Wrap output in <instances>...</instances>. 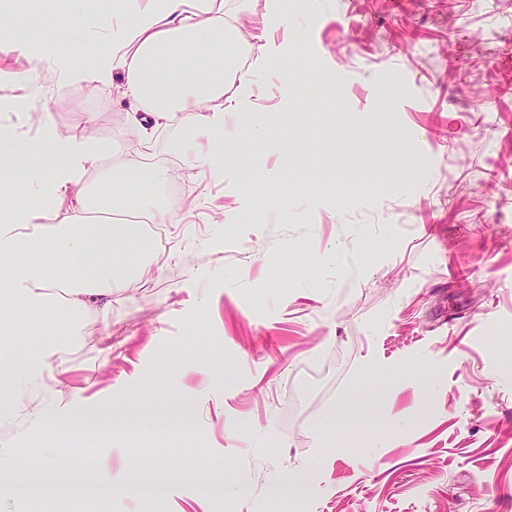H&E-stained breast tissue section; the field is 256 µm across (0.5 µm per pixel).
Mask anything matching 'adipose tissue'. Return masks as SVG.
<instances>
[{"label": "adipose tissue", "mask_w": 512, "mask_h": 512, "mask_svg": "<svg viewBox=\"0 0 512 512\" xmlns=\"http://www.w3.org/2000/svg\"><path fill=\"white\" fill-rule=\"evenodd\" d=\"M91 24L101 35L95 54L85 64L60 67V83L117 89L132 106L127 127L146 148L154 129L182 124L186 113L204 108L212 137L199 162L223 170L224 116L252 110L251 73L276 62L258 52L248 68H239L235 51L242 42L229 0H113L111 12H94ZM190 58L195 66H187ZM92 120L83 114L79 132L64 139L51 129L27 140L13 130L0 134L1 165L21 147L31 158L26 174L0 190L1 312L20 304L34 317L47 312L107 324L116 304L147 285L140 271L115 263L117 242L134 240V233L122 222L91 216L85 176L107 151L85 133ZM28 194L39 208L19 205ZM63 355L57 344L22 351L0 345V386L13 392L0 412L51 419L65 402L61 381L50 375Z\"/></svg>", "instance_id": "adipose-tissue-1"}]
</instances>
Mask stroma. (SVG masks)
I'll return each instance as SVG.
<instances>
[{"label":"stroma","mask_w":512,"mask_h":512,"mask_svg":"<svg viewBox=\"0 0 512 512\" xmlns=\"http://www.w3.org/2000/svg\"><path fill=\"white\" fill-rule=\"evenodd\" d=\"M91 10L0 0V34L39 28L41 55L78 64ZM239 26L279 62L226 120L237 161L218 175L182 150L198 113L156 133V201L178 221L148 287L53 367L75 389L60 418L168 425L0 418V464L50 475L47 448H86L152 487L73 512H512V0H244ZM41 83L25 131L49 113L64 138L92 114L101 189L141 149L126 102ZM341 409L366 420L333 427ZM128 423L123 417L115 416L112 414L104 417V418H91V419H82V420H69L66 422H58L56 423V429L60 433L64 434H72L74 432H79L86 430L97 424H104L108 426H112L113 429L120 428Z\"/></svg>","instance_id":"stroma-1"}]
</instances>
